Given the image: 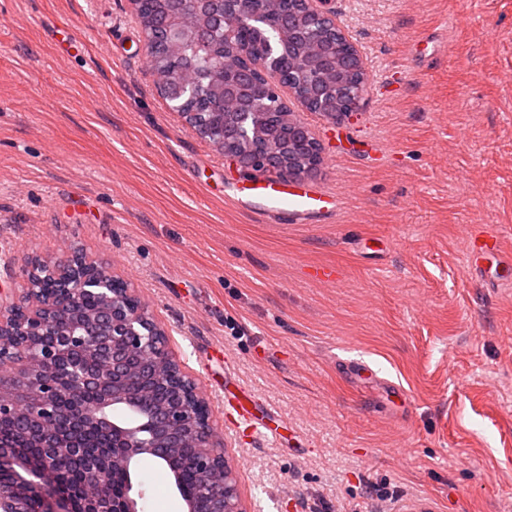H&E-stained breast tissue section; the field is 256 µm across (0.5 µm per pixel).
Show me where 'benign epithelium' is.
<instances>
[{"instance_id": "1", "label": "benign epithelium", "mask_w": 512, "mask_h": 512, "mask_svg": "<svg viewBox=\"0 0 512 512\" xmlns=\"http://www.w3.org/2000/svg\"><path fill=\"white\" fill-rule=\"evenodd\" d=\"M327 2L297 0L301 16L314 24L325 21L345 38L351 54L347 69L365 72L358 49L346 39L336 15L325 8ZM241 4L242 0H224V16L251 27L257 15L243 12ZM250 67L252 72L246 76L257 84L259 91L249 104L239 106L236 115L239 126L250 127L255 136L266 142V154L253 157L226 147L222 154L235 168L255 171L281 157V139L269 131L278 127L279 117L289 119L294 114L281 97V89H288L304 109L332 121L355 112L363 95L361 83H338L333 97L324 96L323 76L315 62L295 69V75L283 81L280 56L272 49L253 59ZM276 106L286 112L274 111ZM304 136L311 144L312 158L303 170L288 172L290 178L308 177L321 163V144L309 131ZM41 263L38 257L28 262L19 301L0 300V337L25 338L14 349L0 352V420L16 418L30 428L44 446L45 454L21 455L0 444V466L11 475V481L0 482V512H26L25 503L31 496L37 500V512H107L98 493L106 469L94 462H84L79 439H63L59 428L66 421L104 423L101 414L129 403L128 386L157 378L159 368L168 364L172 365L164 383L170 392L168 401L158 408L137 404L145 408L149 417L147 428L152 438H144L142 426L112 424V435L117 439L114 446L126 449L119 464L127 469L141 455H165L174 448L190 446L194 448L193 465L207 482L196 493L181 491L187 512H201L203 502L210 505V512H243L235 467L225 456L224 439L211 423L209 402L173 356L166 330L153 318L135 289L82 254L72 253L55 265L66 304L75 312L87 299L100 297L104 307L93 321L73 319L62 329L58 325L62 306L53 297L38 299L34 295L31 278ZM23 307L28 312L24 326L20 327L18 312ZM74 348L104 353L109 363L94 376L77 366L71 367V404L69 410L61 412L54 405L58 394L54 363ZM95 384H110L112 389L89 403L86 393ZM52 459L73 466L86 464L93 474L92 482L75 491H62L50 466Z\"/></svg>"}]
</instances>
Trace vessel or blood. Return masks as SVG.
I'll return each instance as SVG.
<instances>
[{
    "mask_svg": "<svg viewBox=\"0 0 512 512\" xmlns=\"http://www.w3.org/2000/svg\"><path fill=\"white\" fill-rule=\"evenodd\" d=\"M242 213L259 224H305L315 215L335 220L341 198L323 186L292 184L275 175L260 177L247 186L224 191Z\"/></svg>",
    "mask_w": 512,
    "mask_h": 512,
    "instance_id": "1",
    "label": "vessel or blood"
}]
</instances>
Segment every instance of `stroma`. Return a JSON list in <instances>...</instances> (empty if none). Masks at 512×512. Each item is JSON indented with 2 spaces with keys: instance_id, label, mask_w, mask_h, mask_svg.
Returning a JSON list of instances; mask_svg holds the SVG:
<instances>
[{
  "instance_id": "1",
  "label": "stroma",
  "mask_w": 512,
  "mask_h": 512,
  "mask_svg": "<svg viewBox=\"0 0 512 512\" xmlns=\"http://www.w3.org/2000/svg\"><path fill=\"white\" fill-rule=\"evenodd\" d=\"M359 48L356 116L300 120L335 223L251 222L233 169L171 111L130 0H0V291L73 249L137 289L209 401L245 512H512V284L466 268L512 248V0H329ZM131 33L123 53L104 45ZM446 36L448 55L425 35ZM317 265L332 283L309 280ZM377 373L356 380L345 363ZM270 415L276 440L232 402ZM142 512H185L161 461Z\"/></svg>"
}]
</instances>
